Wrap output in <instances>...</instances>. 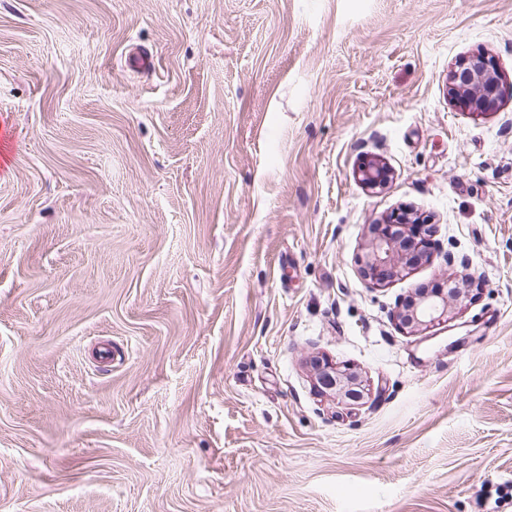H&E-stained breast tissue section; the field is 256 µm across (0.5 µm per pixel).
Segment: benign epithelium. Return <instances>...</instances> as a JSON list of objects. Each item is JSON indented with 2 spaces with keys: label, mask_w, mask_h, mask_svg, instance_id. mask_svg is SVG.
I'll list each match as a JSON object with an SVG mask.
<instances>
[{
  "label": "benign epithelium",
  "mask_w": 512,
  "mask_h": 512,
  "mask_svg": "<svg viewBox=\"0 0 512 512\" xmlns=\"http://www.w3.org/2000/svg\"><path fill=\"white\" fill-rule=\"evenodd\" d=\"M502 88L496 62L483 53L460 60L448 78V93L464 112L491 111L503 99ZM389 175L388 167L378 159L357 169L359 182L370 190L383 188ZM432 236L433 225L416 220L408 213L370 225L368 248L358 258L362 276L377 286L387 284L429 259ZM464 298V289L460 287L451 295L441 289L423 290L398 303L396 319L407 333H423L452 319L454 309ZM309 364L317 392L338 398L351 409L363 404L366 387L352 367L340 366L325 355L312 357Z\"/></svg>",
  "instance_id": "obj_1"
}]
</instances>
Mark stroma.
<instances>
[{"label": "stroma", "instance_id": "1", "mask_svg": "<svg viewBox=\"0 0 512 512\" xmlns=\"http://www.w3.org/2000/svg\"><path fill=\"white\" fill-rule=\"evenodd\" d=\"M402 208L436 245L374 286ZM0 512H512V0H0ZM502 88L496 62L483 53L460 60L448 78V93L464 112L491 111L504 97ZM389 175L390 170L379 159L367 161L357 169L359 182L370 190L383 188L389 179ZM464 298V289L458 286L452 295L441 289L422 290L420 294L408 296L398 303L396 319L407 334L417 335L448 323ZM309 364L317 392L338 398L352 409L363 404L367 389L352 367L340 366L326 355L313 356Z\"/></svg>", "mask_w": 512, "mask_h": 512}]
</instances>
